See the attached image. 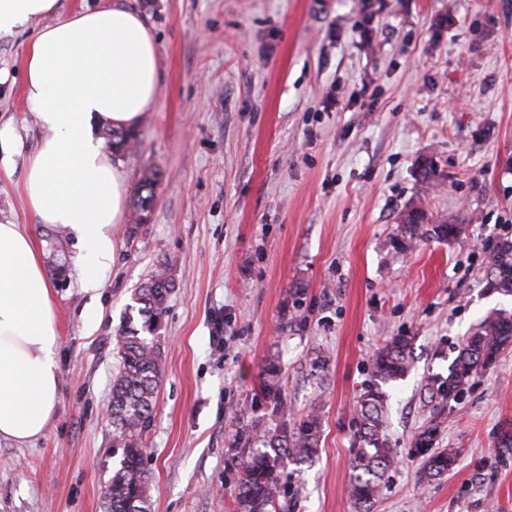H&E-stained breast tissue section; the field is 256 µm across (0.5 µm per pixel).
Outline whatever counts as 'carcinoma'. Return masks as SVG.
I'll use <instances>...</instances> for the list:
<instances>
[{"instance_id":"obj_1","label":"carcinoma","mask_w":512,"mask_h":512,"mask_svg":"<svg viewBox=\"0 0 512 512\" xmlns=\"http://www.w3.org/2000/svg\"><path fill=\"white\" fill-rule=\"evenodd\" d=\"M106 138L108 147L120 153H131L138 145L137 136L129 132L112 130ZM157 183V173L153 171L140 180L135 204L138 224L142 214L152 207ZM398 219L389 238V245L396 251H406L414 243L432 238L449 240L462 232L457 218L433 217L420 197L407 205ZM486 278L488 288L512 295V240L496 244L488 258ZM172 288L167 266L159 265L135 292L123 324L113 336L121 365L112 381V456L117 461L102 489L106 512H149L146 433L156 414L163 380L158 335ZM411 344L412 337L402 333L391 337L373 354L370 380L358 399L362 445L351 462L348 492L361 512H370L385 474L398 462V451L385 432L387 387L409 371ZM510 345L512 313L498 309L488 312L476 331L462 342L448 377L433 389V395L460 400L471 379L492 367ZM264 374L262 398L278 421L258 435L262 448L250 451L239 463L237 512H277V501L285 492L281 483L283 468L290 462L301 464L313 459L322 433L321 418L315 413L288 424V400L282 385L284 369L278 358L268 361ZM437 429L432 425L418 434L409 450L411 456L424 457L422 476L428 479L444 475L454 464L453 453L433 449Z\"/></svg>"}]
</instances>
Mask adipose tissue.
I'll return each instance as SVG.
<instances>
[{"label":"adipose tissue","instance_id":"1","mask_svg":"<svg viewBox=\"0 0 512 512\" xmlns=\"http://www.w3.org/2000/svg\"><path fill=\"white\" fill-rule=\"evenodd\" d=\"M59 0H0V36L45 19L23 58V96L41 135L22 181L38 223L69 230L89 258L85 290L113 260L112 228L126 211L127 177L95 126L135 130L157 105L158 48L146 19L119 0L59 17ZM59 328L35 235L0 222V440L40 439L59 401Z\"/></svg>","mask_w":512,"mask_h":512}]
</instances>
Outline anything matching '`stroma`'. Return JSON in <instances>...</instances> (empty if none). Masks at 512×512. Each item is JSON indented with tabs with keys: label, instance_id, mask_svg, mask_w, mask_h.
Returning <instances> with one entry per match:
<instances>
[{
	"label": "stroma",
	"instance_id": "stroma-1",
	"mask_svg": "<svg viewBox=\"0 0 512 512\" xmlns=\"http://www.w3.org/2000/svg\"><path fill=\"white\" fill-rule=\"evenodd\" d=\"M158 41L156 108L125 156L129 188L161 175L147 221L112 230L114 258L84 291L74 237L37 222L20 191L40 128L22 94L39 22L0 36V129L18 141L0 169V222L43 247L59 325L61 393L45 435L0 442V512H105L121 359L112 338L132 294L158 265L175 288L160 331L163 381L147 432L150 512H235L240 428L268 427L263 369L279 355L293 417L322 419L313 462L288 465V512H356L350 463L369 359L400 333L411 369L392 383L386 433L403 452L372 512H512V346L459 402L434 406L458 346L512 296L485 266L512 239V0H124ZM430 159L440 184L427 189ZM461 216L450 242L397 252V216L419 196ZM329 359L318 372L317 355ZM456 454L420 481L409 456L432 419Z\"/></svg>",
	"mask_w": 512,
	"mask_h": 512
}]
</instances>
